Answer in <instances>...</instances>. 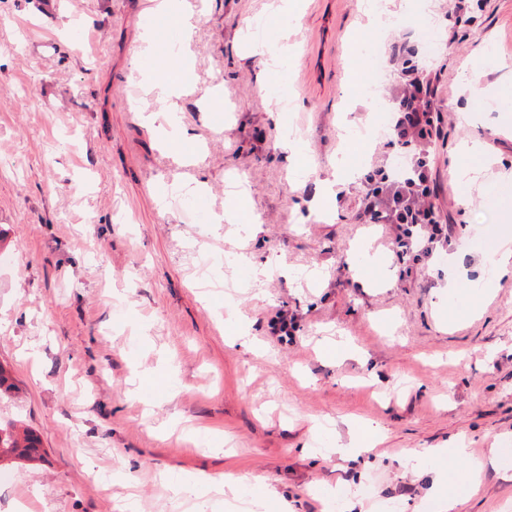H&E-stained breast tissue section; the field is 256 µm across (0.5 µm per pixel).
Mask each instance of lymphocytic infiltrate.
<instances>
[{
  "instance_id": "f902f5d3",
  "label": "lymphocytic infiltrate",
  "mask_w": 512,
  "mask_h": 512,
  "mask_svg": "<svg viewBox=\"0 0 512 512\" xmlns=\"http://www.w3.org/2000/svg\"><path fill=\"white\" fill-rule=\"evenodd\" d=\"M388 64L396 77L390 137L408 148V163L393 173L380 166L366 175L358 221L396 225L398 255L429 254L446 247L454 235L453 225L439 209L438 185L429 165L430 149L444 121L439 99L444 72L413 61L399 41L391 45Z\"/></svg>"
}]
</instances>
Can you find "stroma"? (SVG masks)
<instances>
[{"instance_id":"stroma-1","label":"stroma","mask_w":512,"mask_h":512,"mask_svg":"<svg viewBox=\"0 0 512 512\" xmlns=\"http://www.w3.org/2000/svg\"><path fill=\"white\" fill-rule=\"evenodd\" d=\"M272 2L186 0L194 82L177 117L196 141L173 150L144 120L162 108L151 85L173 17L150 0H0V366L14 382L0 424L24 421L45 449L40 464L0 467V512H226L228 475L273 488L268 512L284 500L294 512H430L448 493L459 512H512V453L495 450L512 441V273L488 268L512 240V199L483 202L512 176V136L490 134L512 126L498 97L512 85V0H486L453 41L448 0H389L377 28L366 0H299L294 15ZM255 18L275 66L239 44ZM401 39L446 75L432 158L459 235L406 264L392 225L358 222L353 186L332 219L306 209L344 120L368 130L349 165L404 155L385 137L392 78L363 86ZM274 93L289 103L277 117ZM286 131L317 172L289 178ZM232 174L259 223H213ZM359 241L385 256L394 287L353 252ZM256 264L289 275L258 280ZM232 316L254 349L230 342ZM323 338L352 354L323 360ZM157 373L167 387L151 385ZM355 420L380 428L375 447L323 455ZM458 445L465 455L436 470L406 465ZM167 473L214 490L177 497Z\"/></svg>"}]
</instances>
